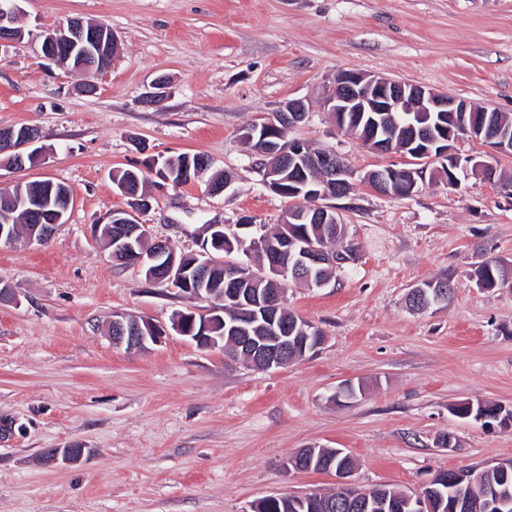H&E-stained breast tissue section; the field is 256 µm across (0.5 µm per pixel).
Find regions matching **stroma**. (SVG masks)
<instances>
[{
    "instance_id": "35a3bbf8",
    "label": "stroma",
    "mask_w": 512,
    "mask_h": 512,
    "mask_svg": "<svg viewBox=\"0 0 512 512\" xmlns=\"http://www.w3.org/2000/svg\"><path fill=\"white\" fill-rule=\"evenodd\" d=\"M22 41L0 52V127L38 129L43 164L0 163V192L50 179L73 196L44 243L0 245V512H252L268 495L333 493L335 476L288 468L310 446L355 460L352 482L420 488L440 470L512 461V427L490 429L452 406L512 408V288L477 286L491 259L512 262V185L448 184L432 162L419 193L384 197L360 184L333 199L353 261L324 288L290 285L286 306L325 343L269 371L170 330L194 300L112 261L98 230L128 206L115 170H149L173 153L207 156L235 176L172 189L150 177L151 239L201 248L205 225L243 235L242 217L276 225L290 201L263 180L243 128L304 101L288 136L344 156L356 173L402 164L341 131L323 101L350 70L416 84L512 115V0H21ZM81 18L117 43L95 92L41 54L44 30ZM167 95L146 105L153 79ZM450 276L454 296L423 311L409 292ZM117 313L165 326L145 350L114 346ZM357 387L355 397L343 394ZM458 448L437 444L442 435ZM83 448L44 463L48 448Z\"/></svg>"
}]
</instances>
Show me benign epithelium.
Segmentation results:
<instances>
[{"label": "benign epithelium", "instance_id": "7a95c632", "mask_svg": "<svg viewBox=\"0 0 512 512\" xmlns=\"http://www.w3.org/2000/svg\"><path fill=\"white\" fill-rule=\"evenodd\" d=\"M19 0H0V50L9 44L22 38V31L16 28L15 20L19 12ZM67 41L72 46L78 45L99 54L98 72L107 70L112 63V55L115 51V43L112 30L103 23L86 22L81 19H72L63 29L47 32L41 43V52L44 58L54 62L60 67H66L70 56L59 52V44ZM324 106L333 115L337 127H343L349 112H447L451 114V126L441 128L443 141L447 147L438 154L430 155L422 160V165H412V159L405 158L400 166H389L385 169H373L366 173L387 186L405 187L407 191L401 196H412L419 189V180L423 179L424 166L430 162L443 158L448 161V166L465 171H473L476 176L486 180L489 176L490 162L475 156L460 158L450 144L459 139L469 137L471 139L484 138L492 143L496 150H509L512 152V137L509 134L494 129L487 123V108L477 109L468 105L464 100L456 99L445 94L427 90L422 86L405 82L390 80L384 77L364 74L356 71H343L336 76L331 90H329ZM38 138L27 130H19L15 127L0 128V155H6V160L11 165L22 168L25 166V158L35 161L40 157V150L34 147ZM288 156L310 162L323 169L320 197H330L341 188L345 194L353 189V171L345 164L342 158L333 152L305 153V145L301 142H292L288 145ZM43 181L28 184V196L22 198L24 204L33 211L41 214L45 219L43 224H32L27 231V241L41 243L46 241L54 233L58 225L64 223V217L69 210L72 196L63 198V202L56 204L55 208L45 210L42 208ZM137 236L144 239L149 235L148 225L140 223L136 215L125 209L115 210L110 216V223L103 225L102 236L112 247L111 256L122 263L132 261L141 267L149 268V277L157 281L181 284L189 279L187 269L176 264L171 258L167 262L162 259L167 254V244L164 241L156 242V249L146 253H136L129 238ZM17 239L13 227V215L9 211H0V243L12 244ZM280 252L286 253L293 261L292 267H284L278 261L271 266L282 276H288L291 271L310 270L315 266L326 265L333 259L323 252L309 250L307 252H293L292 240L283 238ZM343 253H336V264H341ZM241 278L231 276L227 280L230 298L238 302L241 321L235 326L237 332L235 347L232 356L242 360L251 367L259 369H271L280 367L290 361L306 354V351H314L325 342V337L314 324L304 321L302 330L307 332L305 336H290L276 330L277 315L282 307L285 297V289L281 288V281L274 279V287L267 290L263 297L254 301L250 297H242L240 291ZM263 315L266 320V335L254 336L251 334L252 318ZM223 317L211 315L202 318V328L194 340L203 347H216L220 343L217 336L211 332L217 328V323ZM112 343L128 348H144L148 344H156L166 335L163 326L152 322H141L137 318H131L124 313H118L113 317L108 328ZM478 420L482 422H496L500 426H512V409H506L500 405L482 403L479 405ZM83 454L81 448H49L44 451V459L48 462H74ZM327 471L336 476L341 485L340 492L348 501L359 502L368 498L369 492L359 491L354 488L350 477L354 468L345 466H330ZM467 473H457V478L452 480L456 485L457 493L451 500L449 512H466L468 502L465 498V482ZM484 498L486 509L490 512H512V494L499 488L494 481H489L484 486ZM399 499L404 501V507L411 512H432V500L425 492H403Z\"/></svg>", "mask_w": 512, "mask_h": 512}]
</instances>
